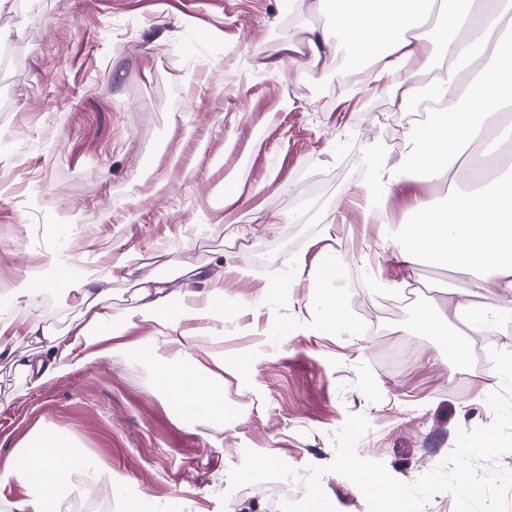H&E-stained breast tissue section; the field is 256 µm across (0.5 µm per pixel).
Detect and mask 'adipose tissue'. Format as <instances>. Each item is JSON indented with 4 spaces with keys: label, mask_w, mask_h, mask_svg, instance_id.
<instances>
[{
    "label": "adipose tissue",
    "mask_w": 512,
    "mask_h": 512,
    "mask_svg": "<svg viewBox=\"0 0 512 512\" xmlns=\"http://www.w3.org/2000/svg\"><path fill=\"white\" fill-rule=\"evenodd\" d=\"M314 6L330 17L333 32L307 29L288 44L289 57L318 71L345 50L353 70L366 75L367 90L388 91L398 109H413L422 93L416 64H429L438 56L456 68L454 76L431 89L434 105L426 120L404 131L403 154L393 158L380 146L370 147L366 162L371 181L358 204L365 223L377 221L390 197L403 191L406 172L416 170L424 180H437L465 165L464 153L472 144L512 135V124L497 121L512 111V0H314ZM428 23L433 30L425 37L421 29ZM410 213L404 236L394 245L395 260L406 268L445 267L468 284L466 300H449L444 314L422 311L416 327L447 334L449 352L460 351L486 335L498 316L483 301L486 288L512 294V178L449 194L437 204L414 198ZM226 273L247 275L246 269L232 265L210 274L196 267L182 269L186 286L201 282L210 288L209 303L198 308L175 300L162 282L141 285L136 313L170 330L184 319L215 315ZM43 284L68 289L84 305L73 330L86 344L122 331L123 318L113 314L109 295L87 288L63 265H50L43 283L22 281L13 291L14 300L34 298ZM160 375L175 415L201 423L223 413L224 398L207 368L165 366ZM71 456L67 439L51 433L38 435L22 451L11 475L30 493L16 512H50L52 500L65 490L56 475L58 464Z\"/></svg>",
    "instance_id": "ef3b65f1"
}]
</instances>
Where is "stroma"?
I'll return each mask as SVG.
<instances>
[{"label": "stroma", "instance_id": "stroma-1", "mask_svg": "<svg viewBox=\"0 0 512 512\" xmlns=\"http://www.w3.org/2000/svg\"><path fill=\"white\" fill-rule=\"evenodd\" d=\"M312 3L0 0V326L18 335L13 358H0V472L35 435L66 436L75 461L52 512H280L267 487L231 488L245 450L324 466L347 416L361 414L371 428L358 454L412 483L458 429L492 422L495 370H476L474 355H512V296L486 290L501 313L463 360L415 330L422 308L447 311L464 282L396 267L379 225L350 207L369 181L367 148L399 155L412 120L386 92L350 95L344 57L317 73L290 61L301 28H331ZM240 173L223 213L219 196ZM335 247L343 272L321 279ZM160 249L205 270L221 255L249 269L225 284L223 319L171 331L133 316L140 282L183 289L174 269L142 265ZM365 254L416 296L377 288ZM54 259L131 322L121 348L75 343L36 385L13 363L42 354L27 326L62 336L82 310L61 288L6 297ZM336 288L351 325L333 334L319 296ZM142 346L215 371L223 417L177 418ZM321 486L337 512H369L346 478L327 473Z\"/></svg>", "mask_w": 512, "mask_h": 512}]
</instances>
